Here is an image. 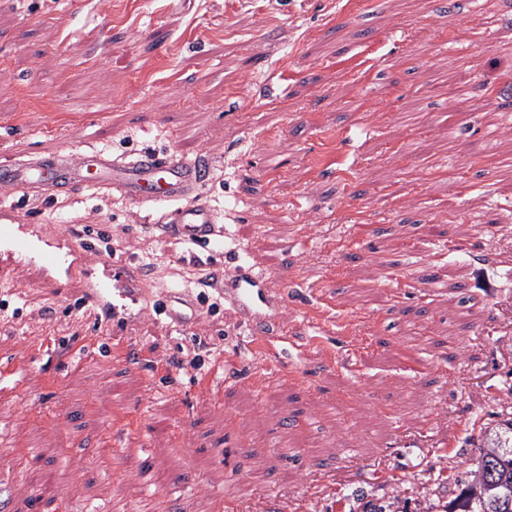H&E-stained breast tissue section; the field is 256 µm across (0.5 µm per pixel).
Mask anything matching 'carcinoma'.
Instances as JSON below:
<instances>
[{"mask_svg":"<svg viewBox=\"0 0 512 512\" xmlns=\"http://www.w3.org/2000/svg\"><path fill=\"white\" fill-rule=\"evenodd\" d=\"M442 512H512V416L485 433L458 496Z\"/></svg>","mask_w":512,"mask_h":512,"instance_id":"obj_1","label":"carcinoma"}]
</instances>
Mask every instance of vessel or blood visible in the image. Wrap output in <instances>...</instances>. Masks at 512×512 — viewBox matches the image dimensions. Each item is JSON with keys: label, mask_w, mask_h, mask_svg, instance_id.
Returning <instances> with one entry per match:
<instances>
[{"label": "vessel or blood", "mask_w": 512, "mask_h": 512, "mask_svg": "<svg viewBox=\"0 0 512 512\" xmlns=\"http://www.w3.org/2000/svg\"><path fill=\"white\" fill-rule=\"evenodd\" d=\"M92 183L142 205L168 204L164 231L183 237L193 247L212 250L218 218L198 200L202 174L197 161L160 152L125 159L100 149L0 159L1 199L17 192L45 198ZM0 265L36 271L61 292L79 286L82 305L102 324H115L132 315L159 317L168 311L164 305H145L141 267L135 260L112 257L88 234L20 223L13 208L4 206L0 207ZM266 282V275L244 263L236 266L231 278L217 277L216 290L232 304L264 309L270 305ZM169 485L184 498L202 490L201 482L184 471L174 473Z\"/></svg>", "instance_id": "1"}]
</instances>
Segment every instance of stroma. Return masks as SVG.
<instances>
[{"label":"stroma","instance_id":"stroma-1","mask_svg":"<svg viewBox=\"0 0 512 512\" xmlns=\"http://www.w3.org/2000/svg\"><path fill=\"white\" fill-rule=\"evenodd\" d=\"M411 105L419 116L397 124ZM0 117V157L213 159L201 200L227 232L215 255L161 235V208L97 186L8 203L31 224L109 235L144 264L152 299L198 295L209 266L241 259L273 297L260 319L177 303L106 328L78 290L0 271V300L21 310L0 318V358L48 333L143 353L24 365L0 395L13 512H223L227 498L252 512L237 494L248 473L278 491L277 512H350L357 488L400 512L457 495L512 412V0H0ZM283 327L299 364L249 345ZM189 353L201 369L178 367ZM234 355L227 385L214 368ZM34 444L71 461L49 501L16 456ZM177 470L210 495L168 496Z\"/></svg>","mask_w":512,"mask_h":512}]
</instances>
